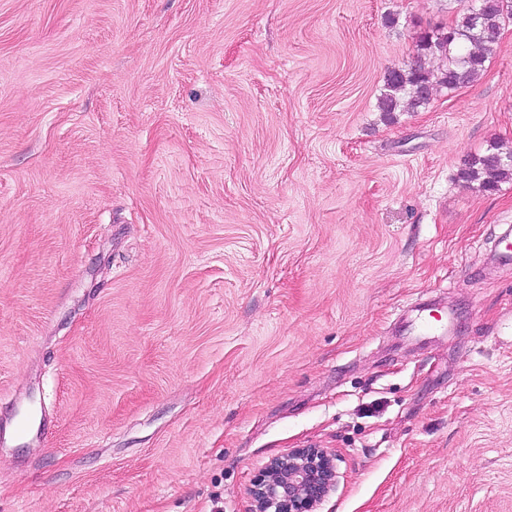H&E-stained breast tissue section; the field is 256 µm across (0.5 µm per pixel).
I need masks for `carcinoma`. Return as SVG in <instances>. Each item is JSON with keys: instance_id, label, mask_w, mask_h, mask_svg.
<instances>
[{"instance_id": "1", "label": "carcinoma", "mask_w": 512, "mask_h": 512, "mask_svg": "<svg viewBox=\"0 0 512 512\" xmlns=\"http://www.w3.org/2000/svg\"><path fill=\"white\" fill-rule=\"evenodd\" d=\"M460 15L445 31L426 32L419 37L417 56L438 55L447 64L437 72L417 61L388 70L379 108L386 115L416 112L427 105L434 86L455 91L477 81L500 39L504 24L512 20V5L485 0ZM459 179L480 191L492 192L512 179V147L494 141L482 154H474L460 169Z\"/></svg>"}]
</instances>
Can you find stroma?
I'll return each instance as SVG.
<instances>
[{"instance_id":"1","label":"stroma","mask_w":512,"mask_h":512,"mask_svg":"<svg viewBox=\"0 0 512 512\" xmlns=\"http://www.w3.org/2000/svg\"><path fill=\"white\" fill-rule=\"evenodd\" d=\"M465 9L0 0V512H250L300 448L317 512H512V180L458 179L512 22L378 108ZM481 2L488 5L480 9L478 3L468 8L446 31L425 32L419 37L417 57L441 56L447 61L444 68L434 72L413 61L388 70L379 99L381 112L389 116L418 111L429 103L434 86L455 91L483 75L504 24L512 20V1ZM334 456L303 448L276 458L255 475L249 493L253 512H314L336 481Z\"/></svg>"}]
</instances>
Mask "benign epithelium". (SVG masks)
I'll list each match as a JSON object with an SVG mask.
<instances>
[{
	"label": "benign epithelium",
	"instance_id": "7a95c632",
	"mask_svg": "<svg viewBox=\"0 0 512 512\" xmlns=\"http://www.w3.org/2000/svg\"><path fill=\"white\" fill-rule=\"evenodd\" d=\"M336 481L334 456L303 448L272 460L255 475L249 493L253 512H315Z\"/></svg>",
	"mask_w": 512,
	"mask_h": 512
}]
</instances>
